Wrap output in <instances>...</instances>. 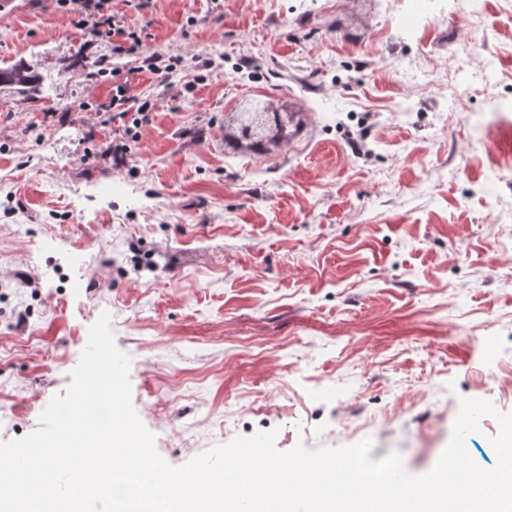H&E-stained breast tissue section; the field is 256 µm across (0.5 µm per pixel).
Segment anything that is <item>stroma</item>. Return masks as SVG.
<instances>
[{"label": "stroma", "mask_w": 512, "mask_h": 512, "mask_svg": "<svg viewBox=\"0 0 512 512\" xmlns=\"http://www.w3.org/2000/svg\"><path fill=\"white\" fill-rule=\"evenodd\" d=\"M111 0L142 53L215 60L174 97L56 0L0 8V442L39 427L109 314L132 404L180 467L239 435L349 446L430 471L460 398L512 412V0ZM501 69L448 88L463 39ZM156 99L136 174L93 160L113 75ZM303 114L261 155L224 144L257 99ZM275 404L256 413L253 401ZM466 47H462L457 54L448 62V71L456 78L454 89L457 94L467 90L473 81H477L487 88H492L496 84L497 73L494 68H488L478 71L475 75L472 73L466 74L465 77L458 79L463 68L459 65L460 55L464 54ZM42 79L38 69L24 62L0 67V87L12 90L33 106L41 101Z\"/></svg>", "instance_id": "35a3bbf8"}]
</instances>
